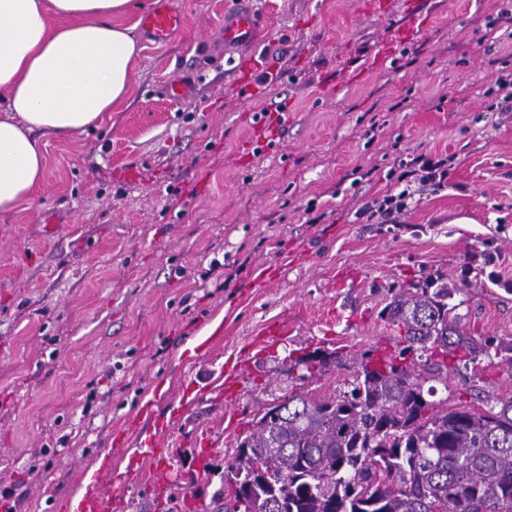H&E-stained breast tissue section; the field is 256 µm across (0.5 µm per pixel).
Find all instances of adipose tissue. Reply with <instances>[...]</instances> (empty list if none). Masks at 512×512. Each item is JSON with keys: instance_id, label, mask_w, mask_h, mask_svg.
Returning a JSON list of instances; mask_svg holds the SVG:
<instances>
[{"instance_id": "adipose-tissue-1", "label": "adipose tissue", "mask_w": 512, "mask_h": 512, "mask_svg": "<svg viewBox=\"0 0 512 512\" xmlns=\"http://www.w3.org/2000/svg\"><path fill=\"white\" fill-rule=\"evenodd\" d=\"M132 0H0V213L45 182L40 135L75 138L130 97Z\"/></svg>"}]
</instances>
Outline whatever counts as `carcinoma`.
<instances>
[{
    "label": "carcinoma",
    "instance_id": "carcinoma-1",
    "mask_svg": "<svg viewBox=\"0 0 512 512\" xmlns=\"http://www.w3.org/2000/svg\"><path fill=\"white\" fill-rule=\"evenodd\" d=\"M444 278L401 289L382 316L394 351L366 353L350 389L324 399L291 391L237 439L218 512H512V398L439 406L423 381L512 370V344L458 326ZM304 381L337 355L301 358Z\"/></svg>",
    "mask_w": 512,
    "mask_h": 512
}]
</instances>
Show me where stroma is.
<instances>
[{
	"label": "stroma",
	"instance_id": "35a3bbf8",
	"mask_svg": "<svg viewBox=\"0 0 512 512\" xmlns=\"http://www.w3.org/2000/svg\"><path fill=\"white\" fill-rule=\"evenodd\" d=\"M138 2L120 19L141 47L131 96L80 137L42 136L44 185L0 214V489L16 512H71L98 464L123 512H216L237 437L291 390L333 395L364 352L390 353L381 312L427 277L447 278L467 333L512 342V112L483 96L512 55L485 22L512 26V0H254L261 31L237 67L219 40L235 0H174L183 26L160 44ZM179 78L194 92L173 101L161 89ZM445 152L442 189L391 223L361 217L395 160ZM274 324L287 334L253 347ZM316 349L341 362L304 378L295 360ZM433 386V402L478 407L512 397V372Z\"/></svg>",
	"mask_w": 512,
	"mask_h": 512
}]
</instances>
